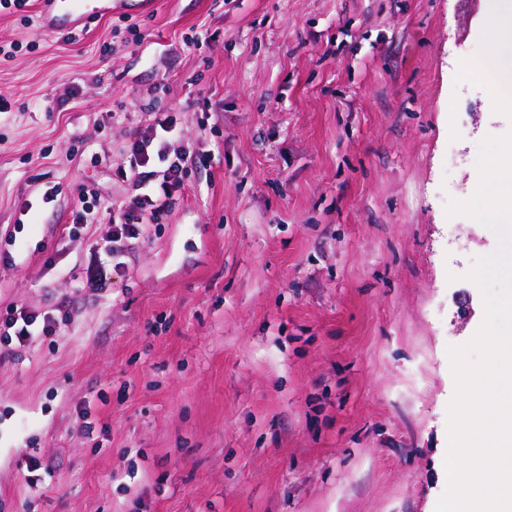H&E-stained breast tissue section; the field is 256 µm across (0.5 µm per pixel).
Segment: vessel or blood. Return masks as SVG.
<instances>
[{
    "label": "vessel or blood",
    "instance_id": "1",
    "mask_svg": "<svg viewBox=\"0 0 512 512\" xmlns=\"http://www.w3.org/2000/svg\"><path fill=\"white\" fill-rule=\"evenodd\" d=\"M151 6V0H43L40 24L49 31H70L81 20L111 15L122 10L136 13Z\"/></svg>",
    "mask_w": 512,
    "mask_h": 512
}]
</instances>
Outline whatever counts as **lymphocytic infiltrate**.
Here are the masks:
<instances>
[{
	"label": "lymphocytic infiltrate",
	"instance_id": "obj_1",
	"mask_svg": "<svg viewBox=\"0 0 512 512\" xmlns=\"http://www.w3.org/2000/svg\"><path fill=\"white\" fill-rule=\"evenodd\" d=\"M176 121L169 112L146 113L141 125L119 151L116 176L131 188L130 194L102 203L97 190L82 189L72 211L71 232L108 220L112 233L104 248L93 252L76 287L98 291L122 274L124 258L149 225L161 223L184 185L198 155L191 143L172 145ZM67 310L36 313L13 305L0 314V356H16L36 337L51 334L58 321L68 319Z\"/></svg>",
	"mask_w": 512,
	"mask_h": 512
}]
</instances>
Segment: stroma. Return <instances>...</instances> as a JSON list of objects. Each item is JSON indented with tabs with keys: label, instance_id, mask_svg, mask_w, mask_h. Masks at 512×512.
I'll return each instance as SVG.
<instances>
[{
	"label": "stroma",
	"instance_id": "35a3bbf8",
	"mask_svg": "<svg viewBox=\"0 0 512 512\" xmlns=\"http://www.w3.org/2000/svg\"><path fill=\"white\" fill-rule=\"evenodd\" d=\"M488 17L156 0L71 41L0 13V309L71 316L0 360V512H435L447 348L484 316L464 275L497 246L445 206L512 128L454 81ZM147 105L207 160L121 276L75 291L111 232L69 235L75 200L127 194L112 167Z\"/></svg>",
	"mask_w": 512,
	"mask_h": 512
}]
</instances>
